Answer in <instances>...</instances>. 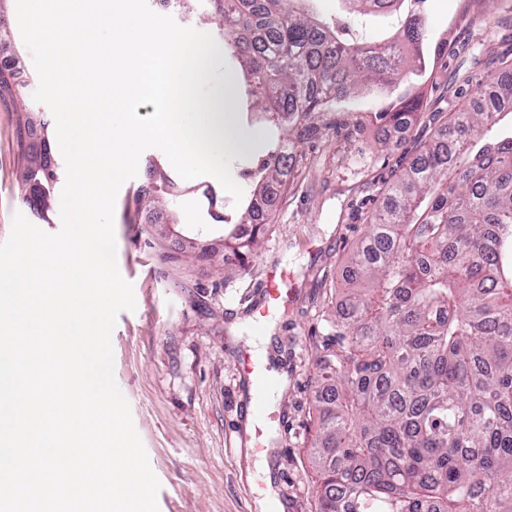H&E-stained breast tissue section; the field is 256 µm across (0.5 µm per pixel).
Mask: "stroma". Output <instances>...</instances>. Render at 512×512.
<instances>
[{"mask_svg": "<svg viewBox=\"0 0 512 512\" xmlns=\"http://www.w3.org/2000/svg\"><path fill=\"white\" fill-rule=\"evenodd\" d=\"M5 11L15 34L0 59L18 61L27 89L22 100H0V241L17 212L47 233L61 228L60 189H53L43 222L20 191L18 108L38 112L50 127L55 119L33 97L38 75L16 31V0H7ZM424 18L429 46L444 52L431 58L417 89L422 106L416 123L385 150L374 118L385 98L354 97L324 115L300 145L296 173L275 196L245 272L219 255L204 261L186 256L178 243L195 225L209 223L201 190L216 186L215 178L189 180L184 196L164 203L178 223L160 239L141 224L138 199L152 180L151 163L166 162V155L145 150L137 176L119 190L117 267L133 286L136 308L119 314L112 333L114 378L160 481L159 512H269L272 500L279 512H316L318 476L307 456L317 424L311 394L348 251L365 233L387 184L445 114L489 78L492 56L512 51V0H426ZM214 82L232 91L234 123L257 132L246 119L238 61L221 57ZM274 272L282 297L270 302L264 285ZM248 355L263 360L281 382L265 422L241 410L249 384L240 363Z\"/></svg>", "mask_w": 512, "mask_h": 512, "instance_id": "35a3bbf8", "label": "stroma"}]
</instances>
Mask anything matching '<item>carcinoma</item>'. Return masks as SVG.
I'll return each instance as SVG.
<instances>
[{
  "mask_svg": "<svg viewBox=\"0 0 512 512\" xmlns=\"http://www.w3.org/2000/svg\"><path fill=\"white\" fill-rule=\"evenodd\" d=\"M201 0H177L194 13ZM224 47L256 97L270 132L244 172L250 199L224 246L246 242L281 189L297 145L327 106L355 93L385 94L375 113L385 132L407 127L420 102L410 85L426 70L425 0H337L345 19L321 20L312 0H211ZM18 67H0V98L22 96ZM512 116L509 60L468 104L435 130L372 211L336 288L346 306L317 368L319 417L309 457L318 468L317 512H512V131L487 138ZM37 115L17 118V139ZM25 156L24 197L37 190L47 219L51 165ZM154 189L182 192L164 169Z\"/></svg>",
  "mask_w": 512,
  "mask_h": 512,
  "instance_id": "1",
  "label": "carcinoma"
}]
</instances>
